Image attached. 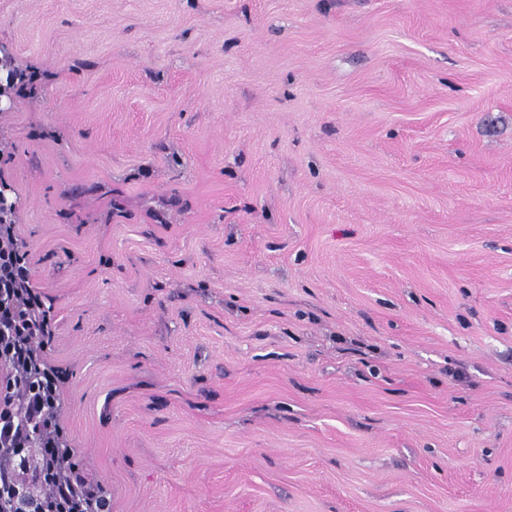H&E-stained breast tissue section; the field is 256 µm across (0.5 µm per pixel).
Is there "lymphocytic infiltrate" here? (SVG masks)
Returning a JSON list of instances; mask_svg holds the SVG:
<instances>
[{
    "mask_svg": "<svg viewBox=\"0 0 512 512\" xmlns=\"http://www.w3.org/2000/svg\"><path fill=\"white\" fill-rule=\"evenodd\" d=\"M11 208L0 209V512H112L82 472L61 422L54 334Z\"/></svg>",
    "mask_w": 512,
    "mask_h": 512,
    "instance_id": "1",
    "label": "lymphocytic infiltrate"
}]
</instances>
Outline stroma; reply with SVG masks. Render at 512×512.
Returning <instances> with one entry per match:
<instances>
[{"label":"stroma","instance_id":"1","mask_svg":"<svg viewBox=\"0 0 512 512\" xmlns=\"http://www.w3.org/2000/svg\"><path fill=\"white\" fill-rule=\"evenodd\" d=\"M0 53L112 512H512V0H0Z\"/></svg>","mask_w":512,"mask_h":512}]
</instances>
